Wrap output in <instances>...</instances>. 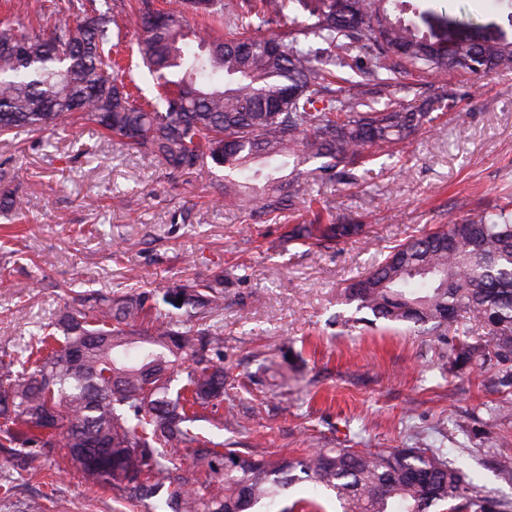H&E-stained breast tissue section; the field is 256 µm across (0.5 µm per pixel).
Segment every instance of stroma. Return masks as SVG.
Returning <instances> with one entry per match:
<instances>
[{"label": "stroma", "instance_id": "1", "mask_svg": "<svg viewBox=\"0 0 512 512\" xmlns=\"http://www.w3.org/2000/svg\"><path fill=\"white\" fill-rule=\"evenodd\" d=\"M420 9L505 21L506 0H418ZM468 114L373 153L355 179L318 178L332 222L358 235L322 254L290 240L308 213L272 219L216 200L220 169L170 174L158 161L93 128L0 141V193L20 209L0 212V356L22 353L40 325L58 321L66 295L163 292L189 274L224 273L223 423L197 421L208 440L245 455L307 448H445L479 451L461 465L493 494L512 499L488 448L512 456V415L489 418L487 375L442 368L434 337L384 321L349 330L340 288L365 276L419 229L452 224L512 194V70L445 75ZM141 512L120 492L89 483L62 448H0V512Z\"/></svg>", "mask_w": 512, "mask_h": 512}]
</instances>
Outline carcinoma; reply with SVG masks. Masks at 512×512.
Returning a JSON list of instances; mask_svg holds the SVG:
<instances>
[{
    "label": "carcinoma",
    "instance_id": "cac0c4a2",
    "mask_svg": "<svg viewBox=\"0 0 512 512\" xmlns=\"http://www.w3.org/2000/svg\"><path fill=\"white\" fill-rule=\"evenodd\" d=\"M138 14L137 51L159 80L156 102L119 78L112 57V0H57L37 28L0 30V137L93 126L172 174L207 165L226 171L218 201L270 217L298 205L313 211L295 168L282 177L265 159H320L322 181L354 178L368 149L392 152L460 117L453 92L430 93L457 71L486 76L512 67L508 26L450 16L443 27L408 0H149ZM224 21L216 38L188 9ZM414 18L406 20V10ZM313 18L300 24L296 13ZM269 36L256 33L271 24ZM196 42L198 51L189 50ZM359 224H294L289 237L319 250ZM421 280L425 291L404 285ZM372 318L414 326L446 347L452 368L489 374L502 393L486 405L512 409V197L412 237L341 291ZM183 302L178 303L176 299ZM184 309L187 325L168 310ZM224 272L150 291L77 299L44 326L26 355L0 358V448L67 449L95 485L124 493L147 512L176 501L179 512H248L309 481L342 512H512V500L477 490L446 448H309L299 456L252 458L217 448L193 423L221 407ZM484 331L448 342L460 319Z\"/></svg>",
    "mask_w": 512,
    "mask_h": 512
}]
</instances>
